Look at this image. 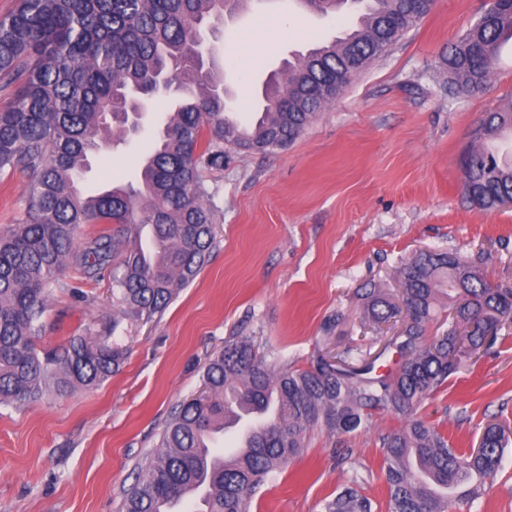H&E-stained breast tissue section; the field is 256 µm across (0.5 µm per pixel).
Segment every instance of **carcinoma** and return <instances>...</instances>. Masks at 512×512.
<instances>
[{
  "label": "carcinoma",
  "mask_w": 512,
  "mask_h": 512,
  "mask_svg": "<svg viewBox=\"0 0 512 512\" xmlns=\"http://www.w3.org/2000/svg\"><path fill=\"white\" fill-rule=\"evenodd\" d=\"M327 14L344 0H301ZM247 0H18L0 17V83L14 87L0 108V174L31 175L24 221L0 232V404L32 403L45 391L92 388L119 367L121 355L82 336L39 352L35 339L56 274L73 252L84 224H117L78 253L89 275L112 267L119 300L148 318L162 312L177 289L201 272L214 243L208 192L198 169L224 161V146L273 151L292 143L318 112L335 102L352 78L427 15L433 0H356L355 25L333 41L298 54L265 84L255 121L224 111V72L196 49L217 39L225 8ZM493 21H476L443 57L448 84L481 91L499 46L512 38V7L500 0ZM162 74L177 85L178 108L153 92ZM163 113L155 147L136 183L86 196L80 183L89 157L127 136L122 114L134 95ZM512 106L489 112L464 155V193L491 209L512 199ZM149 228L148 244L141 233ZM398 301L372 288L368 318L402 317L393 346L401 363L378 371L390 345L356 366L347 349L304 368L268 366L250 337H231L206 364L205 390L182 402L155 450L126 491L123 512H179L195 490V512H249L269 475L304 447L316 429L350 434L390 413L401 425L382 435L388 512H453L479 493L501 464L509 437L484 430L482 448L461 451L417 409L454 373L462 359L489 349L512 322V288L487 282L476 262L451 253L420 252L398 270ZM454 309L448 330L431 339L440 299ZM271 414L248 443L224 455L211 433L243 419ZM325 512H372L347 487Z\"/></svg>",
  "instance_id": "obj_1"
}]
</instances>
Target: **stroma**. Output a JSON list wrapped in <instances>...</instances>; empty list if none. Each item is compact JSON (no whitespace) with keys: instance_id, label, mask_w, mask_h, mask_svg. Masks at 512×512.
I'll list each match as a JSON object with an SVG mask.
<instances>
[{"instance_id":"obj_1","label":"stroma","mask_w":512,"mask_h":512,"mask_svg":"<svg viewBox=\"0 0 512 512\" xmlns=\"http://www.w3.org/2000/svg\"><path fill=\"white\" fill-rule=\"evenodd\" d=\"M491 0H435L382 57L290 145L272 153L225 147L201 177L215 243L201 274L165 311L137 318L112 294V273L87 277L78 263L58 274L38 348L83 335L119 350V371L101 385L53 392L17 408L0 405V512H122L124 493L176 405L197 395L212 354L232 336H251L268 365L301 368L345 349L380 354L360 295L397 294L398 269L420 251L477 260L489 283L512 286V206L482 209L463 190L461 158L485 113L512 105V40L499 48L488 89H448L441 57ZM294 21L272 30L261 68L227 66L253 57L239 32L259 18ZM353 16H322L297 0H253L217 43V63L236 98L262 109V88L285 61L340 36ZM160 122L146 114L138 135L90 160L84 186L133 179ZM29 177L0 175V228L21 223ZM382 369L395 353L380 354ZM418 418L453 447H475L484 427H512V324L424 401ZM400 421L328 436L314 431L277 470L250 512H324L347 486L385 508L381 435ZM346 462H339L338 453ZM455 512H512V447L494 478Z\"/></svg>"}]
</instances>
